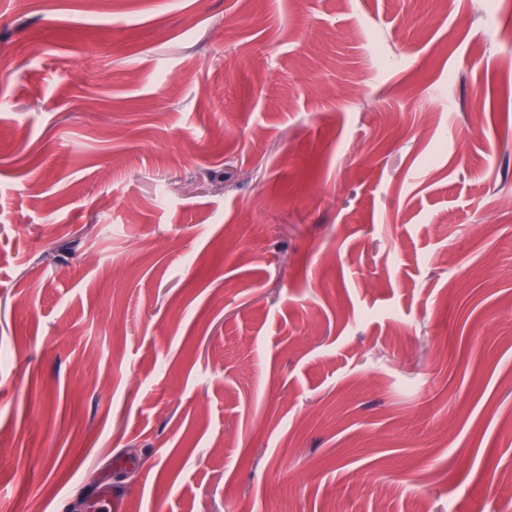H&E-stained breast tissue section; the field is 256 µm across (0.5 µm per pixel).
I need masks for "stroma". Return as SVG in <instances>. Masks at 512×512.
I'll list each match as a JSON object with an SVG mask.
<instances>
[{"label":"stroma","instance_id":"obj_1","mask_svg":"<svg viewBox=\"0 0 512 512\" xmlns=\"http://www.w3.org/2000/svg\"><path fill=\"white\" fill-rule=\"evenodd\" d=\"M0 512H512V0H0Z\"/></svg>","mask_w":512,"mask_h":512}]
</instances>
